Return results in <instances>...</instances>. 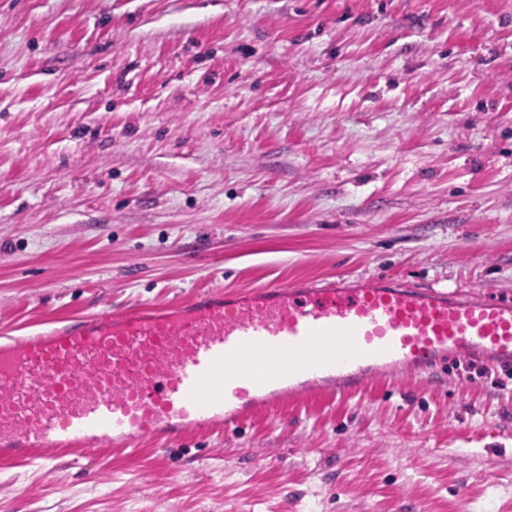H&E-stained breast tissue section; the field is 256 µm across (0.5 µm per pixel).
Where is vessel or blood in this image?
I'll list each match as a JSON object with an SVG mask.
<instances>
[{
	"label": "vessel or blood",
	"instance_id": "vessel-or-blood-1",
	"mask_svg": "<svg viewBox=\"0 0 512 512\" xmlns=\"http://www.w3.org/2000/svg\"><path fill=\"white\" fill-rule=\"evenodd\" d=\"M475 354L512 366V302L382 282H273L103 309L0 342V459L229 436L259 413Z\"/></svg>",
	"mask_w": 512,
	"mask_h": 512
}]
</instances>
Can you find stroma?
I'll list each match as a JSON object with an SVG mask.
<instances>
[{"label":"stroma","instance_id":"obj_1","mask_svg":"<svg viewBox=\"0 0 512 512\" xmlns=\"http://www.w3.org/2000/svg\"><path fill=\"white\" fill-rule=\"evenodd\" d=\"M348 276L512 301V0H0V333ZM0 512H512V372L0 462Z\"/></svg>","mask_w":512,"mask_h":512}]
</instances>
